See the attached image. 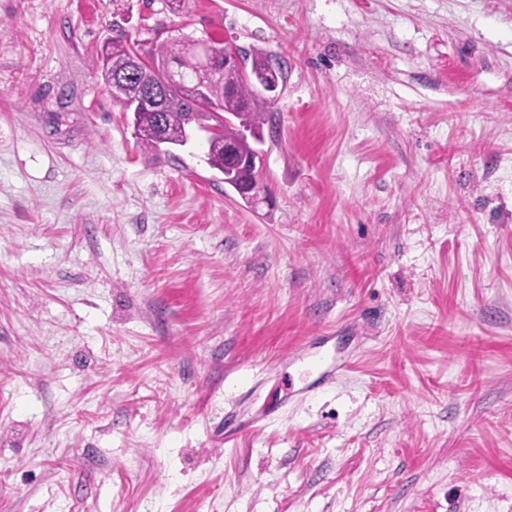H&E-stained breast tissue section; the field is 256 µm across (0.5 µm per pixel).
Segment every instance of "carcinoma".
I'll return each instance as SVG.
<instances>
[{
	"mask_svg": "<svg viewBox=\"0 0 512 512\" xmlns=\"http://www.w3.org/2000/svg\"><path fill=\"white\" fill-rule=\"evenodd\" d=\"M196 44L198 41L193 39L163 40L142 53L153 65L173 66L180 89L166 98L162 111L144 108L138 112L134 137L144 149L155 151L158 149L153 136L156 128L162 126L175 132L194 123L206 130L205 122L212 120L217 130L210 132L208 138V163L219 171L224 170L228 164L224 143H235L238 157L248 159L239 167V183L248 185L256 181L260 170L257 163L250 162L254 155L250 140L263 133L267 123L265 102L253 99V84L279 81L282 68L271 66L268 56L255 53L250 71L244 74L237 68L224 67V56L220 55L212 59L211 74L207 75L193 49ZM136 54L133 45L122 41H114L104 50L98 67L106 87H112L117 67ZM151 75L148 71L123 80L114 99L125 106L142 99Z\"/></svg>",
	"mask_w": 512,
	"mask_h": 512,
	"instance_id": "1",
	"label": "carcinoma"
}]
</instances>
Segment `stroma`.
<instances>
[{
  "mask_svg": "<svg viewBox=\"0 0 512 512\" xmlns=\"http://www.w3.org/2000/svg\"><path fill=\"white\" fill-rule=\"evenodd\" d=\"M184 34L257 202L95 69ZM0 512H512V0H0ZM181 40V39H180ZM163 40L152 47L148 52L140 55L134 45L122 41H112L107 47L96 68L100 69L101 77L106 87H112L116 79L117 67L125 64L134 55L142 56L151 62L152 65L161 66L163 63L172 65L176 71V80L180 89L172 92L173 88L169 80L161 76L154 83L149 85V77L152 70L145 75L133 79H125L121 82L118 95L112 97L127 108L128 103L142 99L145 89L148 86L145 97L140 102H134L129 109L133 115L141 106H148L153 109H161L157 112L151 108H143L138 112L134 123V137L137 142L146 150L155 151L158 149L156 138L152 135L156 128L163 126L172 132L178 131L190 124H196L200 129H205L209 134L208 138V163L213 168L223 172L225 185L233 188L241 197L254 202L258 200L263 189L260 179H257L260 170V161H254V148L249 137L255 139L257 134L263 135V127L267 123L265 103L254 100L250 107L247 104L253 97V83L258 82L254 87V95L259 99H270L267 93L277 90V85L259 82H278L282 78L280 66L271 68L268 56L263 53H255L251 58V68L247 74L240 70L247 71L246 59L242 51L229 43V48L223 55L212 59L210 65L211 74L204 73L201 61L193 46L200 43H210L201 40ZM225 58L227 63L236 65L239 69L224 68ZM147 76V77H146ZM205 82L207 107L196 95L194 88L197 84ZM167 97V98H166ZM210 112H224V117L219 120ZM212 120L215 123L206 126L204 121ZM209 127H217L218 131H211ZM159 146L161 144L183 145L189 138L188 127L178 137H170L164 134L162 128L157 129ZM249 136V137H248ZM233 142L237 146L239 158L252 159L251 162L243 163L239 167V183L248 185L246 189L237 186L234 180V171L231 168L225 169L229 159L224 153V143Z\"/></svg>",
  "mask_w": 512,
  "mask_h": 512,
  "instance_id": "1",
  "label": "stroma"
}]
</instances>
